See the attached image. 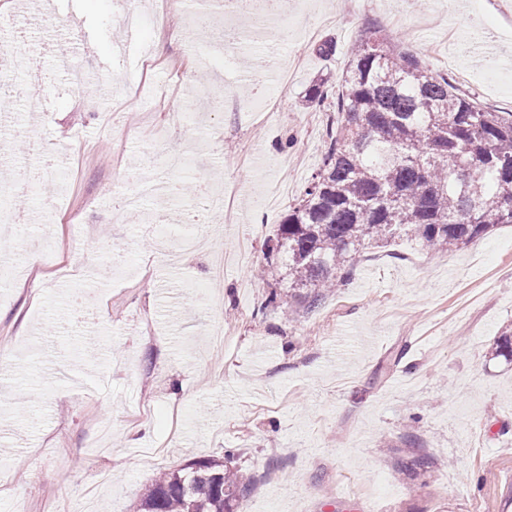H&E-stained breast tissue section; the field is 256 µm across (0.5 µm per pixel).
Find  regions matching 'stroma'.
I'll return each mask as SVG.
<instances>
[{
    "label": "stroma",
    "mask_w": 512,
    "mask_h": 512,
    "mask_svg": "<svg viewBox=\"0 0 512 512\" xmlns=\"http://www.w3.org/2000/svg\"><path fill=\"white\" fill-rule=\"evenodd\" d=\"M136 43L121 45L113 0H0V15L30 24L38 62L0 133V181L24 179L16 211L27 225L0 227V252L17 268L0 287V512H137L159 470L231 452L251 481L239 512H501L512 497V363L487 351L512 324V224L456 252L401 237L368 250L348 287L313 311L263 308L285 291L282 269L253 276L265 244L304 193L326 150L349 51L379 31L436 74L500 112H512V0H288L295 26L314 30L278 54L287 79L249 80L265 47L215 57L212 93L240 115L206 111L194 50L210 47L192 25L214 16L241 36L248 13L226 0H186L157 22L148 0ZM63 37L88 73L73 89L47 43ZM332 43V54L320 53ZM327 82L331 93L309 101ZM277 96L271 121L247 113ZM188 110L168 131V107ZM194 155L174 171L155 164L158 136ZM63 152L56 180L42 179ZM165 178L246 194L238 221L181 253L189 235L180 196L139 201L142 181ZM170 222L155 230L156 212ZM83 222L73 240L69 220ZM93 316L78 321L75 284L62 264L95 256ZM224 274H213L216 254ZM418 455L428 468L410 467Z\"/></svg>",
    "instance_id": "35a3bbf8"
}]
</instances>
